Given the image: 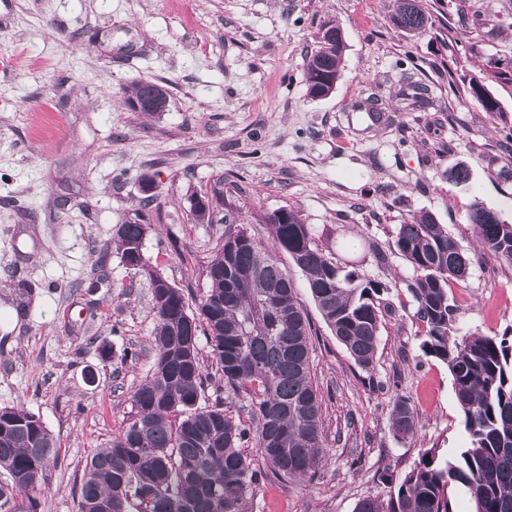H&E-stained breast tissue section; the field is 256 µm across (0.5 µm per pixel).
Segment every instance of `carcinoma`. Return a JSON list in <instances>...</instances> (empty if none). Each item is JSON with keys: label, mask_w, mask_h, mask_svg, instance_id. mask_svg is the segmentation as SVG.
<instances>
[{"label": "carcinoma", "mask_w": 512, "mask_h": 512, "mask_svg": "<svg viewBox=\"0 0 512 512\" xmlns=\"http://www.w3.org/2000/svg\"><path fill=\"white\" fill-rule=\"evenodd\" d=\"M394 25L426 29L418 0H396ZM345 43L341 31L319 39L305 56L308 95L340 79ZM512 84V69L471 74L470 94L487 112L498 101L487 83ZM402 96L429 101L428 88L408 83ZM267 219L272 244L228 227L207 266L209 288L191 313L177 288L152 291L156 356L150 376L132 395L134 420L85 466L78 512H248L257 469L243 452L253 440L275 480L298 483L325 458L322 399L312 378V329L295 284L278 254L287 253L333 336L355 363L370 369L382 323L381 294L391 286L349 270L314 241L310 225L284 210ZM469 224L483 254L512 265V224L475 203ZM143 225L123 223L116 248L127 263L143 239ZM413 270L407 284L415 317L425 327L420 350L448 366L469 444L452 459L426 453L388 498L367 496L354 512H453L448 487L460 485L473 512H512V343L474 332L455 335L456 308L448 286L465 280L471 257L435 217L424 212L399 225L387 253ZM206 326L224 389L250 398L251 426L228 416L224 404L199 406L205 366L189 320ZM391 425L414 434L407 400L394 401ZM58 454L53 434L21 406L0 408V512H37V492Z\"/></svg>", "instance_id": "cac0c4a2"}]
</instances>
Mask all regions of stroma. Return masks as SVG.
Masks as SVG:
<instances>
[{"mask_svg":"<svg viewBox=\"0 0 512 512\" xmlns=\"http://www.w3.org/2000/svg\"><path fill=\"white\" fill-rule=\"evenodd\" d=\"M423 4L431 24L409 34L394 0H0V407H25L56 438L38 512H78L87 459L132 422L155 359L150 282L114 246L140 209L146 259L192 309L229 214L266 242L265 216L293 210L319 247L391 286L364 370L280 253L313 330L328 461L295 485L260 480L249 512H353L427 450L449 459L467 446L448 367L420 350L413 272L371 248L431 212L472 255L451 286L457 335L512 331V265L477 253L467 220L479 202L512 223V85L489 83L501 106L489 113L462 81L512 62V0ZM329 23L343 70L314 99L305 54ZM143 80L167 90L166 112L127 106ZM409 81L429 88L428 105L403 99ZM458 166L468 183L446 179ZM200 195L213 198L205 224ZM399 396L417 416L407 439L391 427Z\"/></svg>","mask_w":512,"mask_h":512,"instance_id":"35a3bbf8","label":"stroma"}]
</instances>
